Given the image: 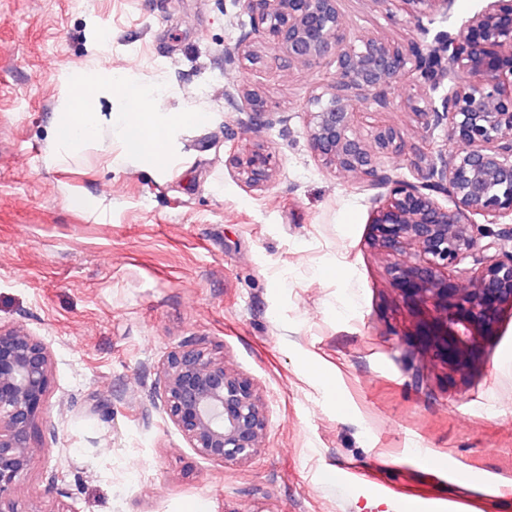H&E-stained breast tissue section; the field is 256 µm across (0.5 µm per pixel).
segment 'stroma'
Wrapping results in <instances>:
<instances>
[{
	"label": "stroma",
	"mask_w": 512,
	"mask_h": 512,
	"mask_svg": "<svg viewBox=\"0 0 512 512\" xmlns=\"http://www.w3.org/2000/svg\"><path fill=\"white\" fill-rule=\"evenodd\" d=\"M483 6L433 7L423 34L391 0H339L349 38L405 48ZM98 26L102 64L164 85L169 110L213 116L184 132L168 170L108 166L92 144L44 162L58 77L87 63ZM246 34L263 41L237 0H0V326H24L53 361L51 426L17 512H398L379 478L428 491L423 512L471 497L512 512V312L469 373L436 356L424 310L371 244L375 203L304 135L331 58L292 71L273 52L257 68L225 62ZM244 87L275 125L229 104ZM417 92L397 79L390 105L365 103L356 122L363 136L377 122L400 132L404 155L381 165L410 181L421 129L404 101ZM257 141L279 168L250 189L227 158ZM187 341L262 394L269 430L252 461L199 456L165 414L159 367ZM342 466L370 478L338 485L328 473Z\"/></svg>",
	"instance_id": "stroma-1"
}]
</instances>
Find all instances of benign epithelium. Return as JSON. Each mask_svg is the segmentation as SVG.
Wrapping results in <instances>:
<instances>
[{
	"label": "benign epithelium",
	"mask_w": 512,
	"mask_h": 512,
	"mask_svg": "<svg viewBox=\"0 0 512 512\" xmlns=\"http://www.w3.org/2000/svg\"><path fill=\"white\" fill-rule=\"evenodd\" d=\"M441 1L450 3L397 0L424 32L423 16ZM485 2L454 31L406 52L377 37L348 40L338 0H242L252 27L288 69L333 56L334 78L306 101L310 149L378 203L372 244L387 257H402L390 267L394 281L429 310L425 335L461 374L479 359L503 309H512V225L495 234L476 221L512 222V0ZM237 57L252 67L266 61L248 35L227 60ZM399 77L421 92L424 106L408 101L417 123L428 132L445 123L465 145L443 151L424 137L417 149L424 169L415 182L381 166L384 155L404 151L394 126L381 123L367 139L354 131L359 106L387 98ZM445 85L448 92L435 100ZM239 96L259 124L276 123L259 92L244 87ZM228 164L251 188L267 186L277 173L276 157L263 143L233 153ZM469 258L473 266L459 268ZM161 374L163 409L197 454L226 466L251 460L263 447L269 420L262 396L224 358L183 344L162 362ZM51 381L47 344L20 326H0V512H16L14 497L38 450Z\"/></svg>",
	"instance_id": "obj_1"
}]
</instances>
